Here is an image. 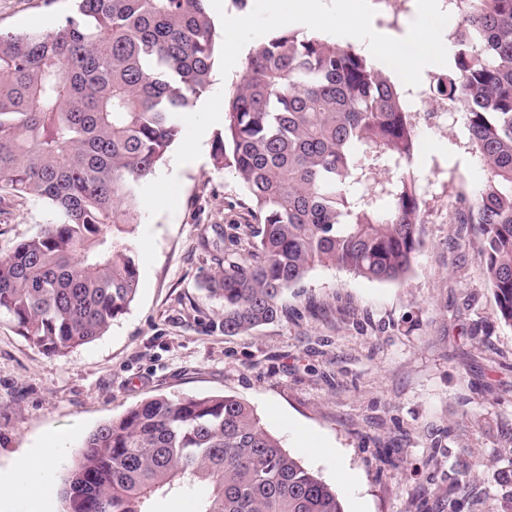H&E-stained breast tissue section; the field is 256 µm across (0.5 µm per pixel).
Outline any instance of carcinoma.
<instances>
[{"label": "carcinoma", "instance_id": "cac0c4a2", "mask_svg": "<svg viewBox=\"0 0 512 512\" xmlns=\"http://www.w3.org/2000/svg\"><path fill=\"white\" fill-rule=\"evenodd\" d=\"M209 0H75L52 32L0 30V202L49 221L0 255V319L49 356L90 343L140 282V197L210 86ZM435 98L460 114L486 171L456 189L476 224L496 316L512 325V0H463ZM418 133L396 85L354 46L297 32L256 45L214 145L259 224L248 258L206 278L227 336L276 321L318 267L402 282L422 247L411 163ZM67 512H343L232 395H158L90 433L62 491Z\"/></svg>", "mask_w": 512, "mask_h": 512}]
</instances>
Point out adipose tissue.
I'll list each match as a JSON object with an SVG mask.
<instances>
[{"label":"adipose tissue","instance_id":"adipose-tissue-1","mask_svg":"<svg viewBox=\"0 0 512 512\" xmlns=\"http://www.w3.org/2000/svg\"><path fill=\"white\" fill-rule=\"evenodd\" d=\"M335 10L346 21L345 26L336 31V38L361 48L373 59L394 56L397 67L395 76L402 83L413 82L421 61L442 59L448 54V44L444 38L445 19L430 7H420L414 27L402 45L388 36L368 33L365 0H336ZM57 460V449H38L34 461H21L13 476L0 477V497L21 491L30 504L29 512H44V504L51 490L49 477L55 470Z\"/></svg>","mask_w":512,"mask_h":512}]
</instances>
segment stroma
Masks as SVG:
<instances>
[{"label": "stroma", "mask_w": 512, "mask_h": 512, "mask_svg": "<svg viewBox=\"0 0 512 512\" xmlns=\"http://www.w3.org/2000/svg\"><path fill=\"white\" fill-rule=\"evenodd\" d=\"M420 0H368V28L403 40ZM203 100L140 198L134 244L140 285L127 312L94 341L50 357L0 320V476L34 449L59 445L63 476L74 450L103 422L160 394L233 395L304 467L341 487L345 512H512V326L497 319L476 225L453 219L455 184L485 177L464 148L457 113L430 122L422 104L443 63L427 61L406 100L419 144L411 163L425 201L423 246L405 283L316 268L282 298L280 320L228 336L206 276L246 256L257 224L213 143L191 159L200 129H224V100L247 50L291 30L257 7L223 0ZM71 0H0V28L50 31ZM245 19L235 27V19ZM44 203L0 205V254L40 231Z\"/></svg>", "instance_id": "obj_1"}]
</instances>
